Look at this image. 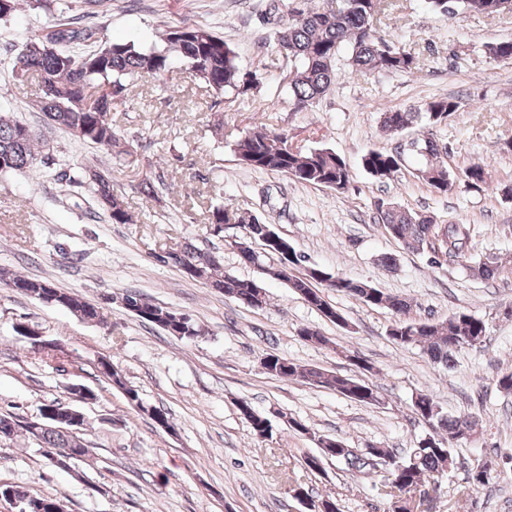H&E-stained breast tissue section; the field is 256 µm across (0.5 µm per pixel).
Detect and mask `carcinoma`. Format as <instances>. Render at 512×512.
<instances>
[{"label": "carcinoma", "mask_w": 512, "mask_h": 512, "mask_svg": "<svg viewBox=\"0 0 512 512\" xmlns=\"http://www.w3.org/2000/svg\"><path fill=\"white\" fill-rule=\"evenodd\" d=\"M389 0H346V5L334 9L324 6H304L291 10L288 21L273 29L271 38L283 57L295 63L289 82L293 105L298 112L308 109L316 99L323 96L336 81V65L339 53L346 47L351 52L353 69L363 72H408L419 66V57L403 46H397L377 34V23L385 12ZM512 11V0H456V11L492 16L505 10ZM181 34L169 30L162 44L140 48L131 43L104 40L97 28L74 19H65L47 35L31 34L13 59V74L19 81L37 76L40 79L42 96L40 111L55 124L66 128L80 141L96 144L107 149H116V156L129 154L121 146L120 137L112 121V111L124 102L130 81L134 78L161 76L169 71L170 61L180 58L196 79L202 82L214 98L232 102L237 98L260 91L257 77L245 80L236 61L235 50L224 41V37L198 25L180 27ZM87 48L84 55L75 57L71 48ZM486 54L497 61L512 59V40L486 46ZM459 108L458 102L448 98H432L417 108L390 110L384 113L383 127L392 135L418 122L430 126L440 124ZM43 142L29 126L0 113V173L25 172L41 162L50 169L53 180L69 185L86 184L98 205L109 214L114 224H131L124 196L113 187L111 171L91 170L76 179L69 171L51 169L48 155H40ZM233 151L241 164L252 169L289 175L296 181L321 186L336 191L343 190L350 182V170L346 162L328 148L310 149L302 152L289 143L288 133L271 130L246 134L235 141ZM426 167L422 177L440 194L455 190L458 176L450 174L446 166L434 162L438 148L428 138L420 148ZM364 171L373 179L385 183L403 166L398 149H370L361 159ZM464 182L479 189L487 184L490 174L481 163L470 165L463 173ZM381 223L388 234L403 249L424 253L441 254L466 266L474 279L488 280L495 276L497 267L491 262L470 261L469 245L471 229L468 224H442L430 216L391 203L378 206ZM244 214H229L220 205L209 209L206 221L210 225L235 221L245 225L254 239H259L261 229L247 223ZM180 266L198 271V279L224 292L243 304L255 306V281L240 279L221 273L219 256L198 249L192 244L180 249ZM306 257L294 252L288 264H279L272 270L275 278L283 281L308 305L317 309L330 322L343 318L340 311L325 299V292L332 291L362 300L374 307L383 306L395 313L396 321L388 336L401 347L420 346L436 366L447 367L452 353L471 344L479 345L486 339L485 322L466 312H456L439 322L413 321L407 319L411 304L407 299L386 294L379 289L369 293L371 285L338 274H327L318 278L308 271ZM8 287L37 297L47 295L52 305L67 309L82 320L97 322L100 307L85 301L79 295L64 291L49 281L16 276L5 281ZM125 299L143 308L141 321L162 324L171 313L166 307L153 303L148 298L130 293ZM270 373L280 378H299L302 381L332 389L359 403H369L367 397L358 393L359 381L324 371L317 367H306L279 355L270 356ZM108 377L113 386L126 392L133 402L140 401L138 391L128 385L121 372L110 367ZM422 407L434 411L428 424L437 431L436 446L419 448L415 458H400L387 448L372 444L363 456L337 454L330 459L343 463L351 470L360 471L368 466L366 458L371 452H379L392 459L390 465L392 489L399 495L412 492L413 485L428 478L438 481L439 475L453 464L451 439H461L473 428L474 417L459 415L450 417L438 409L432 397L421 395ZM240 414L250 419L254 433L265 438L269 435L267 420L263 415L253 414L251 405L241 402ZM43 448L44 457L55 459L72 452L83 456L85 446L71 434V428L62 420L47 424L36 437ZM12 491L24 512H44L53 499L30 495L14 487Z\"/></svg>", "instance_id": "carcinoma-1"}]
</instances>
